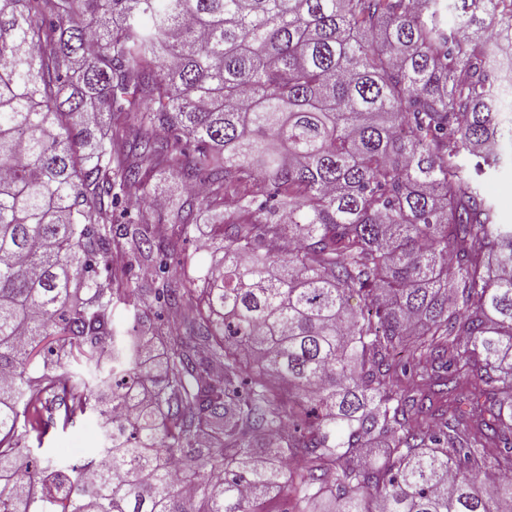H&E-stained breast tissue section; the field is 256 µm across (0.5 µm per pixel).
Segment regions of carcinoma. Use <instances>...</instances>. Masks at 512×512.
<instances>
[{
  "label": "carcinoma",
  "mask_w": 512,
  "mask_h": 512,
  "mask_svg": "<svg viewBox=\"0 0 512 512\" xmlns=\"http://www.w3.org/2000/svg\"><path fill=\"white\" fill-rule=\"evenodd\" d=\"M511 50L512 0H0V512L512 509V224L478 183ZM155 170L224 210L222 261L153 289L176 336L98 287ZM90 416L105 466L28 445Z\"/></svg>",
  "instance_id": "carcinoma-1"
}]
</instances>
